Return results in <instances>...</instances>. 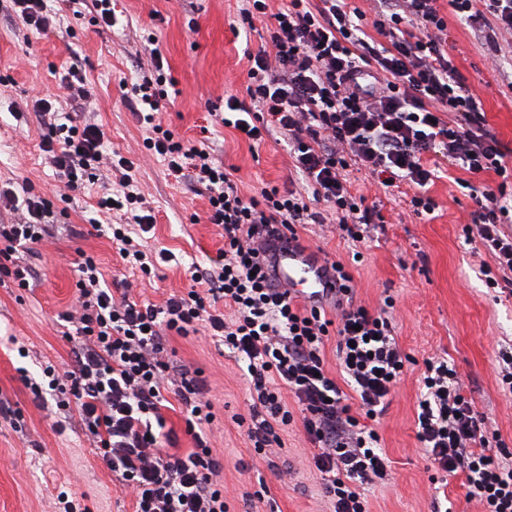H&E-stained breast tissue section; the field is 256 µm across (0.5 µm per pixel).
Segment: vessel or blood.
Listing matches in <instances>:
<instances>
[{
  "instance_id": "obj_1",
  "label": "vessel or blood",
  "mask_w": 512,
  "mask_h": 512,
  "mask_svg": "<svg viewBox=\"0 0 512 512\" xmlns=\"http://www.w3.org/2000/svg\"><path fill=\"white\" fill-rule=\"evenodd\" d=\"M267 249L276 285L306 297L331 295L334 278L318 254L285 237L269 240Z\"/></svg>"
}]
</instances>
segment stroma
<instances>
[{
	"instance_id": "obj_1",
	"label": "stroma",
	"mask_w": 512,
	"mask_h": 512,
	"mask_svg": "<svg viewBox=\"0 0 512 512\" xmlns=\"http://www.w3.org/2000/svg\"><path fill=\"white\" fill-rule=\"evenodd\" d=\"M48 5L60 21L42 34L19 20L11 0H0V192L47 198V220L56 226L49 243L25 256L37 272V287L22 289L12 279H0V512H63V493L79 496L86 512H134L132 498L99 462L77 412L66 410L62 428L52 427L26 386L27 379H42L46 366L61 372L72 365L74 343L64 337L61 317L74 302L78 251L94 255L112 281L137 280L139 299L159 306L187 288L190 268L208 267L224 246L222 226L207 220L206 199L169 176L159 159L144 156L146 132L121 88L142 74L127 47L145 36L155 39L178 90L160 114L163 125L190 143L210 146L233 168L245 195L300 179L284 140L253 146L216 119L225 96L244 94L246 55L262 43L260 33H246L240 25L238 0H119L120 23L113 28L72 15L63 0ZM439 7L448 20V53L466 83L482 95L485 125L512 161V57L492 68L490 45L476 36L472 23L456 16L447 0ZM73 63L87 78L107 146L139 165L136 177L157 215L145 235L148 247L175 256L151 279L138 281L117 246L87 222L96 195L110 189V182L100 180L82 193L68 191L53 179L45 160L47 130L33 101L44 97L65 108L58 83ZM427 160L436 169L425 188L433 212H413L412 187L386 189L367 171L353 170V193L364 195L366 206H377L381 222L368 225L357 244L316 225L298 232L321 256L344 264L358 304L376 312L385 298L394 299L395 332L411 358L384 413L371 423L391 469L388 484L366 488L370 512H483L478 502L466 501L464 475L437 476L416 438L419 378L431 356L454 365L475 411L512 449V392L503 389L498 368L499 350L512 347V281L486 286L482 263L488 252L463 232L477 205L459 185L466 179L470 186H494L499 178L491 172L468 174L439 154H428ZM167 349L206 382L216 415L212 442L224 455L227 512H330L301 420L280 432L279 445L266 456L257 455L245 427L236 422L250 404L244 363L200 335L170 337Z\"/></svg>"
}]
</instances>
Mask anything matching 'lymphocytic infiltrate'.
Returning a JSON list of instances; mask_svg holds the SVG:
<instances>
[{
  "label": "lymphocytic infiltrate",
  "mask_w": 512,
  "mask_h": 512,
  "mask_svg": "<svg viewBox=\"0 0 512 512\" xmlns=\"http://www.w3.org/2000/svg\"><path fill=\"white\" fill-rule=\"evenodd\" d=\"M240 17L248 28L265 29L261 49L248 58L245 96H229L219 119L258 145L281 135L304 179V189L263 188L244 196L231 169L208 146L176 137L159 118L169 102L159 49L150 52L151 72L126 92L148 133L144 146L170 174L194 184L208 201L207 219L224 228V247L191 284L160 306L107 284L94 256L80 253L75 306L67 316L77 343L64 375L45 369L48 386L61 394L59 409L75 403L102 463L130 490L135 512H224V459L204 430L214 419L204 384L190 371L171 377L167 336L205 333L246 363L252 403L248 436L257 453L279 443L278 429L294 420L286 402L294 397L308 439L318 447L314 465L331 500L332 512H369L365 485L386 480L388 463L378 433L361 425L375 419L402 379L409 361L390 319L351 303L352 277L332 263L334 300L328 318L321 299L299 301L277 287L264 244L280 230L314 223L332 225L339 237L360 241L374 210L353 195L350 167L367 169L383 187H418L414 212L433 209L421 189L433 172L426 154L461 162L470 173L491 172L497 187L475 189L477 209L466 234L480 238L497 269L512 273V234L501 229L512 214L506 203L512 178L494 134L483 126L479 95L463 81L445 50L448 21L437 0H378L374 18L348 0H245ZM453 12L481 19L490 30L512 37V0H448ZM383 35L368 42L366 25ZM60 85L76 106L56 112L49 100L37 111L49 134L43 150L57 179L71 191L95 180L101 170L116 178V193L100 196L97 212L121 213L108 230L127 266L150 275L171 261L154 251L144 233L154 208L137 178L134 161L105 153V136L82 108L91 93L79 65L67 68ZM28 221L0 225V275L29 287L34 270L17 255L23 243L44 241L45 200H28ZM336 334L338 376L325 365L329 334ZM416 438L434 468L465 475L466 501L484 512H512V460L491 451L498 436L475 414L456 370L440 357L427 358L420 376ZM186 410V429L196 442L188 454L162 451V411L168 397Z\"/></svg>",
  "instance_id": "lymphocytic-infiltrate-1"
}]
</instances>
